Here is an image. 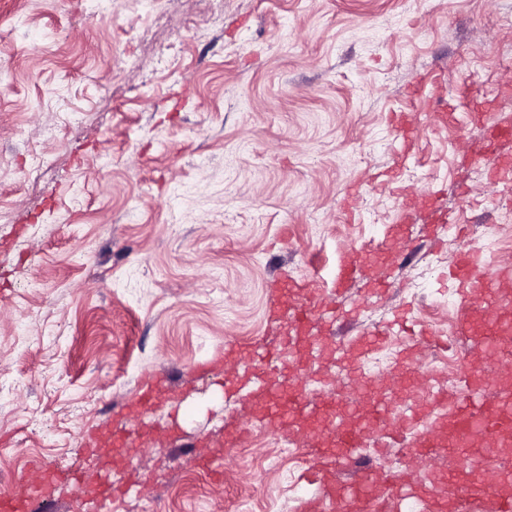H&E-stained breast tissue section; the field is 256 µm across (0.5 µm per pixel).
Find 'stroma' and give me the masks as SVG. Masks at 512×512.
Segmentation results:
<instances>
[{"label":"stroma","instance_id":"35a3bbf8","mask_svg":"<svg viewBox=\"0 0 512 512\" xmlns=\"http://www.w3.org/2000/svg\"><path fill=\"white\" fill-rule=\"evenodd\" d=\"M512 0H0V486L68 479L28 512H96L85 470L136 474L107 512H312L311 439L253 418L265 389L340 394L345 421H401L441 375L470 236L512 191L475 178L472 120L512 117ZM512 155V140L493 143ZM53 166L26 179L41 153ZM362 268L342 278L347 258ZM343 298L277 359L282 275ZM446 339L387 332L397 309ZM157 407L133 408L150 383ZM364 469L448 466L406 448Z\"/></svg>","mask_w":512,"mask_h":512}]
</instances>
